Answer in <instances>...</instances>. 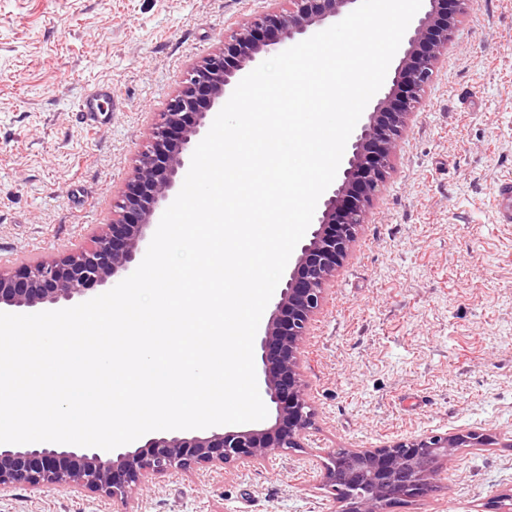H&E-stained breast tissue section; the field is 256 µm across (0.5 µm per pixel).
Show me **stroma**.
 <instances>
[{
    "label": "stroma",
    "instance_id": "35a3bbf8",
    "mask_svg": "<svg viewBox=\"0 0 512 512\" xmlns=\"http://www.w3.org/2000/svg\"><path fill=\"white\" fill-rule=\"evenodd\" d=\"M288 0H0V267L89 247L187 71ZM119 102L93 127L94 85ZM512 0H476L326 292L302 356L304 448L175 471L122 503L20 485L0 512H340L323 455L478 430L438 491L386 512H490L512 493Z\"/></svg>",
    "mask_w": 512,
    "mask_h": 512
}]
</instances>
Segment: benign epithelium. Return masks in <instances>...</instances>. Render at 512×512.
<instances>
[{"mask_svg":"<svg viewBox=\"0 0 512 512\" xmlns=\"http://www.w3.org/2000/svg\"><path fill=\"white\" fill-rule=\"evenodd\" d=\"M286 13L252 17L187 75L184 86L159 113L151 140L140 152L126 189L112 205V223L98 225L93 246L58 259L0 268V311L34 310L73 301L92 285L106 286L130 273L145 256L163 208L169 206L189 170L195 145L207 134L213 109L260 58L348 15L357 0H289ZM389 80L371 98L350 135L334 185L320 196L294 266L271 302L255 337L260 396L273 418L250 428L198 432L177 430L136 448H67L0 444V493L25 485L39 491L67 487L121 501L137 498L151 479L175 470L260 465L303 447L314 410L300 370L301 350L326 286L357 238L361 224L391 169L420 93L454 41L459 17L474 0H423ZM478 431L419 435L380 448H338L324 463L326 487L350 493L343 512H385L394 500L426 494L454 463L459 448H484Z\"/></svg>","mask_w":512,"mask_h":512,"instance_id":"7a95c632","label":"benign epithelium"}]
</instances>
